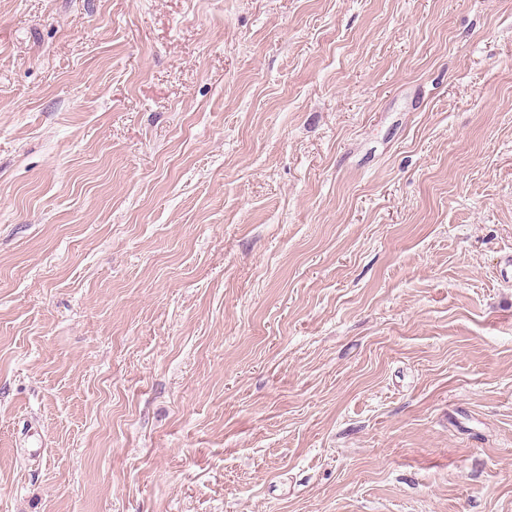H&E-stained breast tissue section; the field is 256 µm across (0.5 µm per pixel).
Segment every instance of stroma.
<instances>
[{"mask_svg":"<svg viewBox=\"0 0 512 512\" xmlns=\"http://www.w3.org/2000/svg\"><path fill=\"white\" fill-rule=\"evenodd\" d=\"M512 0H0V512H512Z\"/></svg>","mask_w":512,"mask_h":512,"instance_id":"35a3bbf8","label":"stroma"}]
</instances>
